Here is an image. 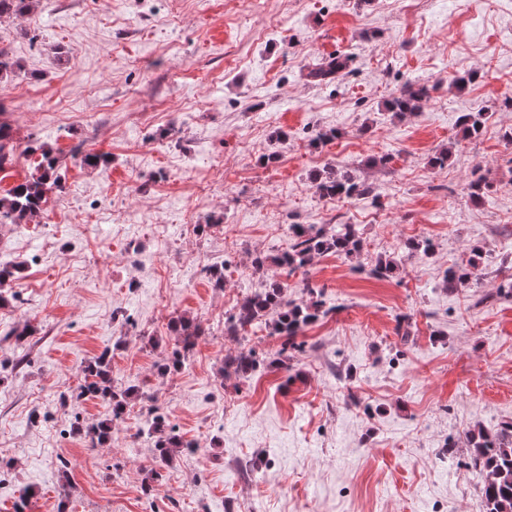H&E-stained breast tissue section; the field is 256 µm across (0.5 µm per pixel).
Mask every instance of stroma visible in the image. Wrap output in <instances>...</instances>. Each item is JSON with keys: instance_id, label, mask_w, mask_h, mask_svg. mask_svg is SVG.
Returning <instances> with one entry per match:
<instances>
[{"instance_id": "stroma-1", "label": "stroma", "mask_w": 512, "mask_h": 512, "mask_svg": "<svg viewBox=\"0 0 512 512\" xmlns=\"http://www.w3.org/2000/svg\"><path fill=\"white\" fill-rule=\"evenodd\" d=\"M0 47L20 66L0 83L5 117L59 152L66 187L41 222L0 227V257L24 266L0 334L39 329L0 345V512L23 495L27 512H484L468 433L512 421L507 0H33L0 18ZM336 54L342 78L307 80ZM462 73L474 79L459 89ZM409 82L435 94L395 116L386 104ZM465 112L489 116L477 138ZM317 128L336 139L313 144ZM78 144L110 164L87 167ZM443 148L448 166L432 167ZM331 165L375 198H321L314 176ZM287 224L356 225L362 253L314 259L325 314L282 367L265 323L237 338L224 323L274 279L308 301L287 270L233 267L280 255ZM411 239L429 252L373 274ZM475 246L476 281L442 288ZM180 316L204 334L162 377ZM237 348L258 366L224 377ZM106 349L116 384L143 393L116 421L99 400H59ZM147 396L197 451L157 467ZM106 419L110 444L90 450L79 427Z\"/></svg>"}]
</instances>
